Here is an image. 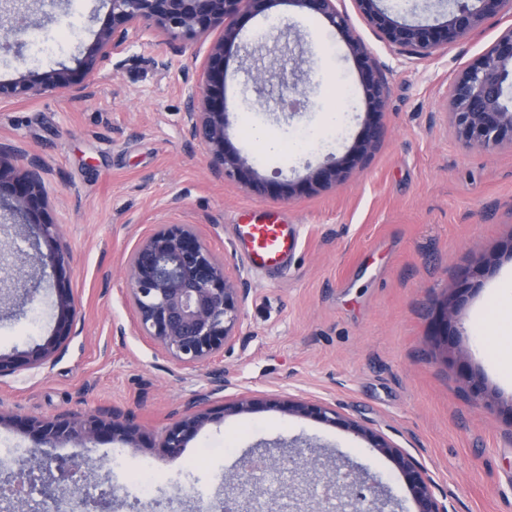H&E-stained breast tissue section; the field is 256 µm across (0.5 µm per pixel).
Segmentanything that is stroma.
<instances>
[{
	"label": "stroma",
	"instance_id": "stroma-1",
	"mask_svg": "<svg viewBox=\"0 0 512 512\" xmlns=\"http://www.w3.org/2000/svg\"><path fill=\"white\" fill-rule=\"evenodd\" d=\"M382 68L389 94L379 120L384 137L367 160L337 185L291 197L257 196L234 179L215 178L204 150L189 143L182 116L185 79L204 65L216 32L173 45L145 36L113 55L90 97L53 91L0 103V141L23 146L46 162V219L60 226L72 256L62 285L80 302V318L57 359L0 378V411L52 420L69 411L117 406L157 432L207 385L202 370L174 369L133 328L121 271L137 238L159 224H191L223 260L229 277L247 275L252 291L242 310L246 349L224 354L228 388L210 407L247 394L261 399L319 400L412 454L449 512H512V372L497 353L501 337L485 316L498 281L512 274V145L471 149L448 109L456 74L477 60L512 17L481 28L428 57L388 46L354 0H336ZM31 42L77 14L81 32L46 58L18 62L0 50V81H35L74 67L109 22L105 0H30ZM301 40L299 57L282 52L273 67L297 68L309 99L288 115L279 94H257L240 56L230 54L215 87L226 104L230 141L264 177L295 180L353 145L366 106L359 61L324 19L293 5L243 24L253 48L272 46L280 29ZM342 112L334 132L321 131L327 109ZM270 128L284 146L270 157L248 136L251 123ZM288 221L297 251L284 271H258L242 256L235 227L269 214ZM473 270L462 280L464 270ZM56 284L43 278L27 315L0 310V352L25 355L58 325ZM454 331L447 348L431 334L438 301ZM126 328L112 333L113 324ZM480 373L488 392L475 403L464 371ZM306 440L322 462L336 455L379 475L401 500L412 501L394 462L340 427L275 409L230 414L206 424L181 457L163 449L127 448L102 440L59 454L100 461L93 483L131 489L142 472L172 475L219 503L225 472L256 447ZM122 467L109 468L112 451Z\"/></svg>",
	"mask_w": 512,
	"mask_h": 512
}]
</instances>
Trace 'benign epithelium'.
Instances as JSON below:
<instances>
[{
    "label": "benign epithelium",
    "instance_id": "obj_1",
    "mask_svg": "<svg viewBox=\"0 0 512 512\" xmlns=\"http://www.w3.org/2000/svg\"><path fill=\"white\" fill-rule=\"evenodd\" d=\"M286 1L311 15L322 17L345 35L349 52L361 62V77L367 105V119L350 154L331 159L318 172L308 176L310 188L340 183L377 146L383 128L377 120L388 95L381 69L365 45L351 34L348 18L336 9V0H108L110 23L99 30L93 48L80 61L81 79L71 80L65 70L49 71L37 81L20 79L0 81V102L41 95L48 91H69L72 96L88 97L101 71L111 63L112 55L145 35L176 40L203 35L215 25L224 26L219 39L209 49L202 73L185 81L186 112L184 126L190 141L201 146L209 157V169L221 178L243 181L258 194L272 190L292 196L291 184L261 177L232 147L228 137L226 109L215 106L212 93L214 73L224 67L231 50L245 49L238 43L237 19L242 14L266 15ZM366 22L387 44L411 54L429 56L437 50L477 30L483 22L499 14L512 16V0H455L448 17L436 24H408L379 6L380 0H354ZM0 11L8 14L10 25L0 24V48L12 50L23 58L18 36L23 30L21 0H0ZM247 81L261 93L273 78L286 89L296 88L298 78L287 79L266 67L246 70ZM512 79V26L507 28L481 58L465 68L455 79L449 106L458 135L473 148L489 149L505 141L512 144V106L504 100V84ZM25 159L21 173H15L13 161ZM45 161L29 154L21 146L0 142V200L10 201L12 214L25 224H34L37 238L24 263L51 268L63 276L70 266V253L57 245L59 225L41 219L47 205L44 182ZM50 246L49 252L41 244ZM126 298L134 312L137 333L152 342L157 351L178 369H207L208 388L196 392L178 412L179 418L159 434L161 447L172 458L179 457L186 444L210 421L215 413L208 408L214 395L228 386L227 372L213 364L234 345L245 348L247 337L241 332L242 309L251 293L248 279L229 278L224 263L208 248L191 224H161L139 237L123 268ZM30 296L27 281L4 262L0 248V304H16L19 295ZM63 327L71 329L79 314L74 295L61 289L58 299ZM433 340L448 344V302L438 310ZM66 335L48 338L28 356V365L52 361L61 350ZM259 402L242 395L224 404L220 414L249 412ZM272 407L288 415L311 418L340 426L371 442L372 447L393 458L401 469L411 493L413 512H448L435 494V486L421 464L409 453L392 445L382 436L355 421L340 416L329 404L315 400L287 399ZM27 432L36 446L19 469L0 484V497L14 506L9 493L16 485L37 484L45 503L55 512H104L115 499L110 488L94 497L81 491L87 476L79 467L50 449L59 440L84 445L107 436L130 448L151 447V435L136 424L131 415L118 407L95 411L64 413L54 421L29 420ZM323 464L313 454L299 452L274 459L251 454L238 468L224 473L222 512H382L394 502L388 487L376 475L348 461L332 468L336 477L333 495L320 494L330 479L321 472Z\"/></svg>",
    "mask_w": 512,
    "mask_h": 512
}]
</instances>
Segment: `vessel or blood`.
I'll use <instances>...</instances> for the list:
<instances>
[{
    "label": "vessel or blood",
    "mask_w": 512,
    "mask_h": 512,
    "mask_svg": "<svg viewBox=\"0 0 512 512\" xmlns=\"http://www.w3.org/2000/svg\"><path fill=\"white\" fill-rule=\"evenodd\" d=\"M237 234L248 262L259 270L286 268L298 244L289 225L275 220L238 225Z\"/></svg>",
    "instance_id": "obj_1"
}]
</instances>
